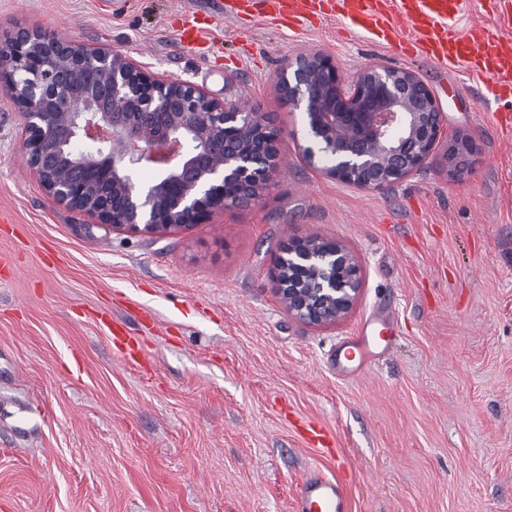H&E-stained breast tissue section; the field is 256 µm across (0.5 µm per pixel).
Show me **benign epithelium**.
I'll list each match as a JSON object with an SVG mask.
<instances>
[{
    "mask_svg": "<svg viewBox=\"0 0 512 512\" xmlns=\"http://www.w3.org/2000/svg\"><path fill=\"white\" fill-rule=\"evenodd\" d=\"M0 88L24 112L25 159L47 195L114 232L170 235L206 213L256 205L280 171L272 113L219 102L114 50L18 28L0 50ZM272 90L305 115V163L355 188L415 175L443 138V113L408 68L374 62L346 79L314 51L283 61ZM474 151L468 136L448 141V174L466 172ZM146 166L158 175L143 183L135 172ZM270 280L289 316L326 326L352 310L362 268L343 241L296 233Z\"/></svg>",
    "mask_w": 512,
    "mask_h": 512,
    "instance_id": "benign-epithelium-1",
    "label": "benign epithelium"
}]
</instances>
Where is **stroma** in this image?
<instances>
[{"instance_id":"obj_1","label":"stroma","mask_w":512,"mask_h":512,"mask_svg":"<svg viewBox=\"0 0 512 512\" xmlns=\"http://www.w3.org/2000/svg\"><path fill=\"white\" fill-rule=\"evenodd\" d=\"M224 0H0L17 28L122 51L216 99L275 113L282 170L262 202L166 236L117 233L56 205L27 167L24 118L0 93V512H295L319 468L349 481L352 512H512V145L484 87L395 53L339 21L288 29L229 18ZM208 15V55L181 46V14ZM330 55L343 77L381 62L433 91L446 135H470L471 173L440 157L379 191L309 167L302 112L270 81L288 58ZM294 232L345 241L363 287L342 321L289 318L269 271ZM151 313L141 320L138 310ZM398 329L367 369L339 376L338 344L379 310ZM145 351L115 358L97 314ZM330 427L336 458L287 414Z\"/></svg>"}]
</instances>
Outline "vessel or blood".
Listing matches in <instances>:
<instances>
[{
    "label": "vessel or blood",
    "mask_w": 512,
    "mask_h": 512,
    "mask_svg": "<svg viewBox=\"0 0 512 512\" xmlns=\"http://www.w3.org/2000/svg\"><path fill=\"white\" fill-rule=\"evenodd\" d=\"M465 0H265L270 16H286L291 27H307L312 16L341 18L349 30L384 45L425 56L439 69L451 73L465 68L480 79L489 94L501 98L512 93V0H481L482 8L500 18L501 27L454 28ZM99 323L109 334L112 349L125 363L136 362L143 350L125 324L107 316ZM388 315L367 318L357 336L336 355V371H360L375 354L380 332L392 331ZM294 426L308 445L334 454L337 439L325 427L304 420ZM297 512H351L344 483L321 470L311 471L302 483Z\"/></svg>",
    "instance_id": "vessel-or-blood-1"
}]
</instances>
